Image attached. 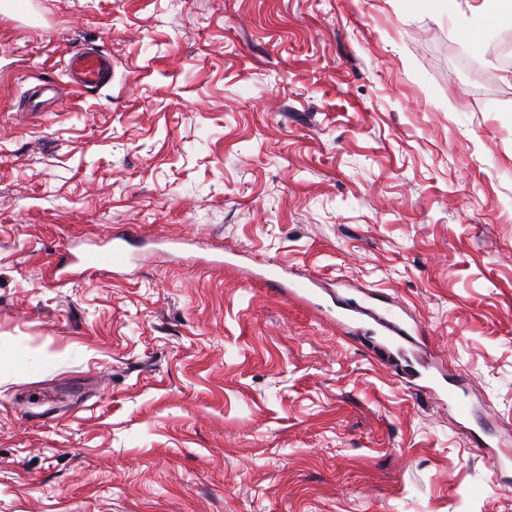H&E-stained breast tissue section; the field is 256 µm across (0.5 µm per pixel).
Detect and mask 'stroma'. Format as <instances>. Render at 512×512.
Segmentation results:
<instances>
[{
  "label": "stroma",
  "instance_id": "stroma-1",
  "mask_svg": "<svg viewBox=\"0 0 512 512\" xmlns=\"http://www.w3.org/2000/svg\"><path fill=\"white\" fill-rule=\"evenodd\" d=\"M474 4L0 19V359L39 360L0 372V512H512V23L471 31ZM86 44L112 81L80 94ZM43 81L57 100L18 111ZM123 224L129 268L53 279ZM350 305L421 329L410 360L471 416L339 327ZM66 74L75 91L85 92L112 81V57L94 47H82L70 54ZM296 274L288 272L278 263H269L260 270L258 278L266 285L280 288L285 296L305 301L312 295V285L315 279L311 276H302V279L294 278Z\"/></svg>",
  "mask_w": 512,
  "mask_h": 512
}]
</instances>
